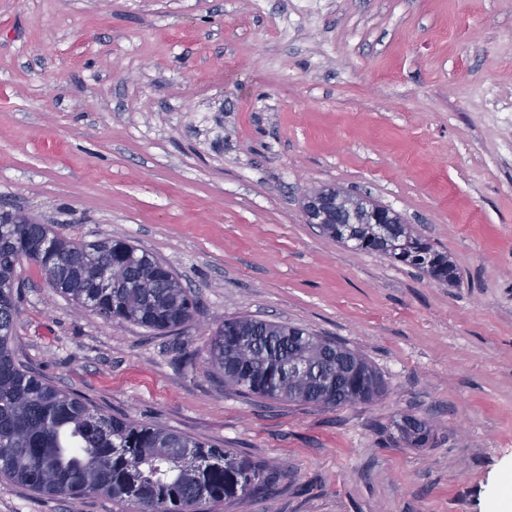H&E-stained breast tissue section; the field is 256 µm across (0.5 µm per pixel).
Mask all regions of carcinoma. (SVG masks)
Wrapping results in <instances>:
<instances>
[{
  "mask_svg": "<svg viewBox=\"0 0 512 512\" xmlns=\"http://www.w3.org/2000/svg\"><path fill=\"white\" fill-rule=\"evenodd\" d=\"M387 233L364 214L336 232L340 243L389 257L439 283L459 279L454 263L400 214ZM36 265L80 310L107 322L153 330L181 327L194 302L179 277L156 257L123 239H69L49 224L0 223V476L46 496L100 494L131 512H215L245 496L268 493L274 477L229 449L168 429L113 416L62 391L15 358L17 267ZM329 340L308 330L248 317L225 319L209 342L212 367L240 391L270 400L336 408L380 396L384 380L359 353L336 365ZM310 374L293 375L288 365ZM399 437L421 447L426 423L406 416Z\"/></svg>",
  "mask_w": 512,
  "mask_h": 512,
  "instance_id": "cac0c4a2",
  "label": "carcinoma"
}]
</instances>
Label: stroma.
Wrapping results in <instances>:
<instances>
[{
  "instance_id": "1",
  "label": "stroma",
  "mask_w": 512,
  "mask_h": 512,
  "mask_svg": "<svg viewBox=\"0 0 512 512\" xmlns=\"http://www.w3.org/2000/svg\"><path fill=\"white\" fill-rule=\"evenodd\" d=\"M512 0H0V208L149 251L196 299L173 332L18 269L24 366L276 477L219 512H493L512 480ZM353 190L447 252L448 286L307 223ZM299 326L382 375L328 409L240 393L221 320ZM424 420L422 448L396 421ZM0 512H120L0 478Z\"/></svg>"
}]
</instances>
